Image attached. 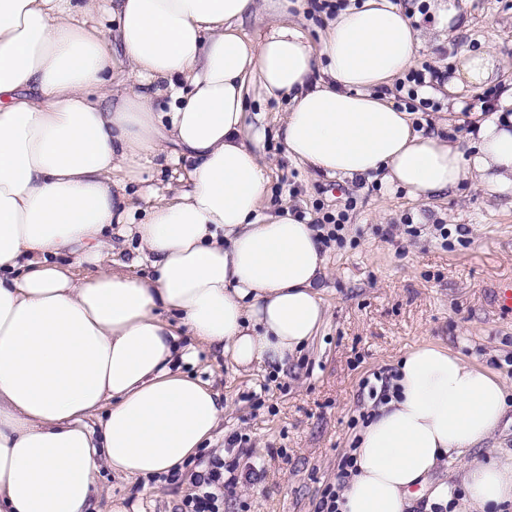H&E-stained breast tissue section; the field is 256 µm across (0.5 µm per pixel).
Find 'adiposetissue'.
Listing matches in <instances>:
<instances>
[{
  "instance_id": "obj_1",
  "label": "adipose tissue",
  "mask_w": 512,
  "mask_h": 512,
  "mask_svg": "<svg viewBox=\"0 0 512 512\" xmlns=\"http://www.w3.org/2000/svg\"><path fill=\"white\" fill-rule=\"evenodd\" d=\"M258 0H0V512H95V474L183 471L224 415L185 373L198 347L238 370L286 365L326 320L316 229L263 214L269 167L245 98L287 97L278 135L329 177H382L427 203L463 182L512 195V88L478 117L471 150L416 128L382 87L416 60L421 31L393 0H362L312 46L287 20L260 39ZM136 77L114 80L117 65ZM465 53L448 94L494 78ZM166 106H158V99ZM178 164L185 190L141 222L128 191L143 163ZM134 238L113 256V236ZM194 340L180 343L181 336ZM353 451L339 512H406L415 486L512 502V452L468 460L499 429L504 380L423 342ZM460 485L431 481L442 459Z\"/></svg>"
}]
</instances>
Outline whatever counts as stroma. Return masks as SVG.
<instances>
[{
	"mask_svg": "<svg viewBox=\"0 0 512 512\" xmlns=\"http://www.w3.org/2000/svg\"><path fill=\"white\" fill-rule=\"evenodd\" d=\"M493 49L505 65L490 86L512 84V0H468L459 31L443 46L425 45L418 64L453 69L459 54ZM475 91L455 100L431 95L416 123L439 124L442 136L471 143ZM286 100L250 91L249 115L265 114L262 150L271 169L266 205L288 204L317 218L319 210L348 212L342 243L326 249L322 296L328 313L312 343L287 368L270 365L236 372L223 357L202 349L190 374L211 381L224 401V418L202 457L239 461L237 484L225 493L223 512H316L337 483L363 419L383 397L382 380L413 346L434 342L500 374L512 388V312L499 310L495 292L512 283V200L487 198L478 185L426 204L380 180L352 181L297 167L277 134ZM345 210V209H344ZM429 216L416 224V214ZM416 234H408V224ZM448 227L440 237L436 227ZM247 441L230 446L229 438ZM193 464L177 477L126 479L108 467L96 475L99 512L111 496L140 501L141 512H180L192 493Z\"/></svg>",
	"mask_w": 512,
	"mask_h": 512,
	"instance_id": "35a3bbf8",
	"label": "stroma"
}]
</instances>
